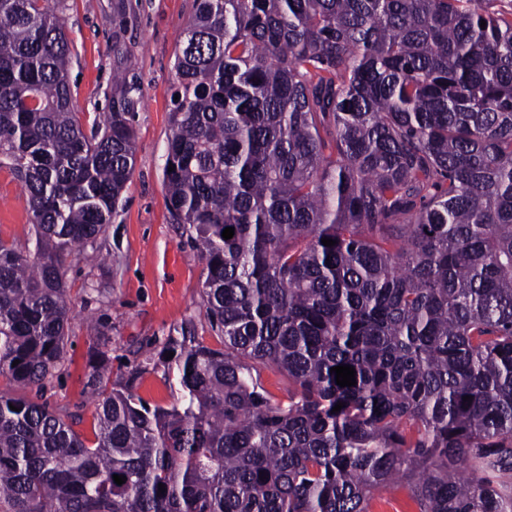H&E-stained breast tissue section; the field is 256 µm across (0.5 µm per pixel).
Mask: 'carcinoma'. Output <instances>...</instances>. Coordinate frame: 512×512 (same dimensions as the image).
<instances>
[{"mask_svg": "<svg viewBox=\"0 0 512 512\" xmlns=\"http://www.w3.org/2000/svg\"><path fill=\"white\" fill-rule=\"evenodd\" d=\"M48 2L0 0V161L35 237L0 240V376L31 389L64 362L67 268L96 259L141 104L120 56L84 131ZM487 2L196 0L163 172L224 349L168 337L182 398L150 408L108 387L97 330L92 447L0 393V512H370L398 482L419 512H512V11ZM260 382L273 396V400L288 402V378L277 369L272 367L261 368Z\"/></svg>", "mask_w": 512, "mask_h": 512, "instance_id": "1", "label": "carcinoma"}]
</instances>
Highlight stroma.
I'll list each match as a JSON object with an SVG mask.
<instances>
[{
	"label": "stroma",
	"instance_id": "35a3bbf8",
	"mask_svg": "<svg viewBox=\"0 0 512 512\" xmlns=\"http://www.w3.org/2000/svg\"><path fill=\"white\" fill-rule=\"evenodd\" d=\"M66 19L72 63L69 83L84 128L110 109L112 67L124 52L142 93L132 121L136 159L118 208L97 239L101 264L72 260L67 288L72 303L66 356L41 392H24L0 378V392L65 410L75 430L94 442L97 421L87 378L95 334L109 329L111 383L133 380V392L147 405L179 401L176 370L158 360L167 337L182 328L220 349L203 303L205 272L195 231L169 211L163 167L171 134V95L177 83L175 53L194 12L195 0H51ZM31 214L20 182L0 166V239L31 245Z\"/></svg>",
	"mask_w": 512,
	"mask_h": 512
}]
</instances>
